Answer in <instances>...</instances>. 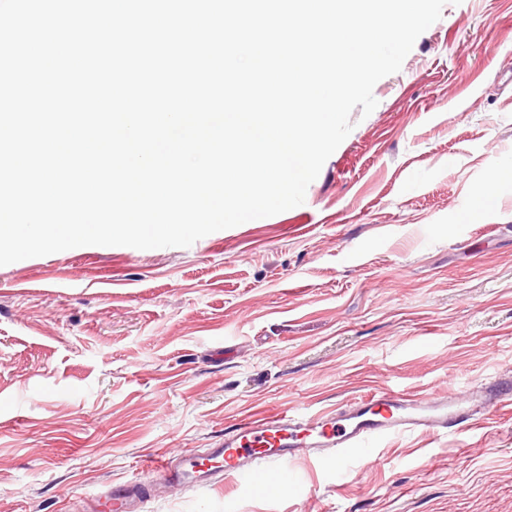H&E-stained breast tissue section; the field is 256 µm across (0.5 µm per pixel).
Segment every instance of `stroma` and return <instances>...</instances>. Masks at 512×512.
Returning a JSON list of instances; mask_svg holds the SVG:
<instances>
[{
  "instance_id": "stroma-1",
  "label": "stroma",
  "mask_w": 512,
  "mask_h": 512,
  "mask_svg": "<svg viewBox=\"0 0 512 512\" xmlns=\"http://www.w3.org/2000/svg\"><path fill=\"white\" fill-rule=\"evenodd\" d=\"M512 0H461L373 88L302 205L187 248L83 246L0 266V512H83L167 449L396 386L512 375ZM246 494L184 487L148 512H512V404L462 435Z\"/></svg>"
}]
</instances>
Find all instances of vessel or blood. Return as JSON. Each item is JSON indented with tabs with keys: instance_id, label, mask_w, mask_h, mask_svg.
Instances as JSON below:
<instances>
[{
	"instance_id": "vessel-or-blood-1",
	"label": "vessel or blood",
	"mask_w": 512,
	"mask_h": 512,
	"mask_svg": "<svg viewBox=\"0 0 512 512\" xmlns=\"http://www.w3.org/2000/svg\"><path fill=\"white\" fill-rule=\"evenodd\" d=\"M512 401V379L464 396L458 391L412 397L383 389L337 404L317 415L280 411L250 416L225 429L223 440L204 453L164 451L140 468L158 471L172 487L218 485L232 479L240 490L256 493L296 482L294 463L306 460L329 475L348 473L352 460L372 459L379 443L405 433L443 434L470 428L476 414ZM153 484L133 479L87 500L90 512H145L155 497Z\"/></svg>"
}]
</instances>
